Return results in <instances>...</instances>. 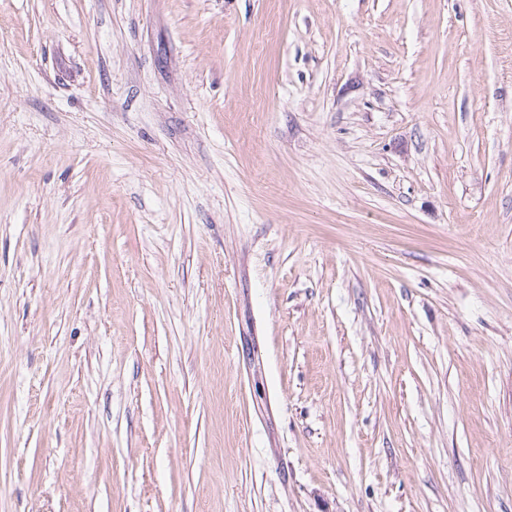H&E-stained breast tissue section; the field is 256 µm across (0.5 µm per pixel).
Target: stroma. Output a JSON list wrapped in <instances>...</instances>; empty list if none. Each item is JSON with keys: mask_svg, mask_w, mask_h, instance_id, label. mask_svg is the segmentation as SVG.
Masks as SVG:
<instances>
[{"mask_svg": "<svg viewBox=\"0 0 512 512\" xmlns=\"http://www.w3.org/2000/svg\"><path fill=\"white\" fill-rule=\"evenodd\" d=\"M0 512H512V0H0Z\"/></svg>", "mask_w": 512, "mask_h": 512, "instance_id": "35a3bbf8", "label": "stroma"}]
</instances>
